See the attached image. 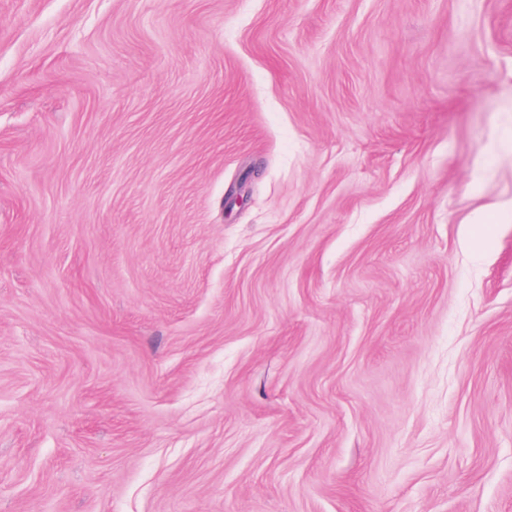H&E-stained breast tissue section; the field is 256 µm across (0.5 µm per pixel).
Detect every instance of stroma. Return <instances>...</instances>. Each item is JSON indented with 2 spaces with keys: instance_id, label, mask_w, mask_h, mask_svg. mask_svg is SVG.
<instances>
[{
  "instance_id": "stroma-1",
  "label": "stroma",
  "mask_w": 512,
  "mask_h": 512,
  "mask_svg": "<svg viewBox=\"0 0 512 512\" xmlns=\"http://www.w3.org/2000/svg\"><path fill=\"white\" fill-rule=\"evenodd\" d=\"M0 512H512V0H0Z\"/></svg>"
}]
</instances>
